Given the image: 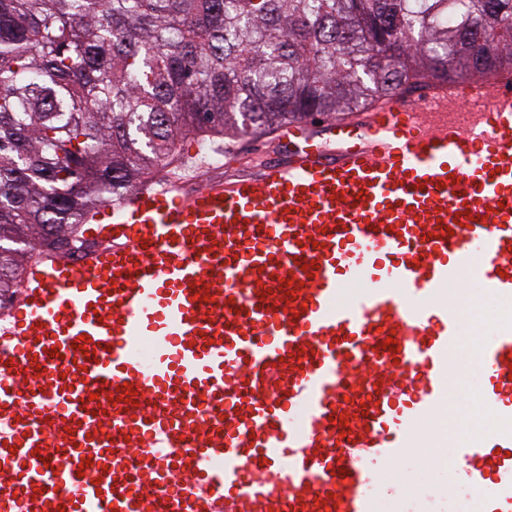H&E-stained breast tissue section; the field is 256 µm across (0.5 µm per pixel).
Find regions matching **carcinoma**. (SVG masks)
Returning <instances> with one entry per match:
<instances>
[{"mask_svg":"<svg viewBox=\"0 0 512 512\" xmlns=\"http://www.w3.org/2000/svg\"><path fill=\"white\" fill-rule=\"evenodd\" d=\"M509 69L512 0H0V300L148 177Z\"/></svg>","mask_w":512,"mask_h":512,"instance_id":"cac0c4a2","label":"carcinoma"}]
</instances>
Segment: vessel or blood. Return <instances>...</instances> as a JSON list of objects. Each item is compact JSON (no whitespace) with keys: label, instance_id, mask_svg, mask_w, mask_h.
Returning <instances> with one entry per match:
<instances>
[{"label":"vessel or blood","instance_id":"obj_1","mask_svg":"<svg viewBox=\"0 0 512 512\" xmlns=\"http://www.w3.org/2000/svg\"><path fill=\"white\" fill-rule=\"evenodd\" d=\"M287 137L147 181L78 258L29 263L0 304V512H377L410 464L512 512V315L465 316L512 300V74ZM459 409L483 426L410 459Z\"/></svg>","mask_w":512,"mask_h":512}]
</instances>
